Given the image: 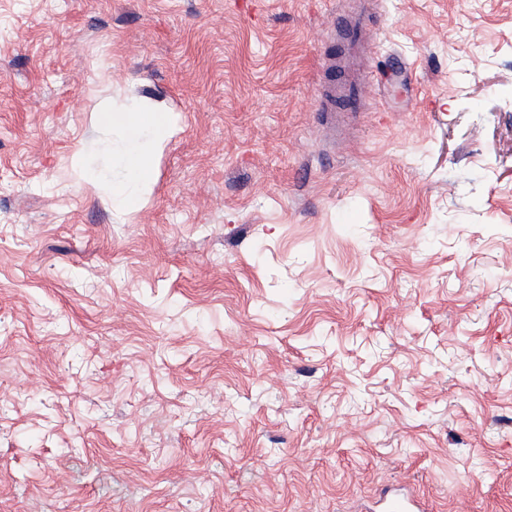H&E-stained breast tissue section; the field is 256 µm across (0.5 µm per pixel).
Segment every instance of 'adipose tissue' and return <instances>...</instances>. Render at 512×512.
I'll use <instances>...</instances> for the list:
<instances>
[{
	"instance_id": "obj_1",
	"label": "adipose tissue",
	"mask_w": 512,
	"mask_h": 512,
	"mask_svg": "<svg viewBox=\"0 0 512 512\" xmlns=\"http://www.w3.org/2000/svg\"><path fill=\"white\" fill-rule=\"evenodd\" d=\"M96 121L106 127L121 128L126 133L121 161L123 174L119 180L108 184L107 195L112 207L121 211L135 210L153 181L149 153L162 149L172 134L169 115L132 101L118 110L103 106L96 114Z\"/></svg>"
}]
</instances>
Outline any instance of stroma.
I'll return each mask as SVG.
<instances>
[{
    "label": "stroma",
    "instance_id": "stroma-1",
    "mask_svg": "<svg viewBox=\"0 0 512 512\" xmlns=\"http://www.w3.org/2000/svg\"><path fill=\"white\" fill-rule=\"evenodd\" d=\"M133 99L173 132L122 214L95 114ZM405 482L512 512V0H0V512ZM374 84L369 77H361L350 81H345L336 89L329 90L330 100L332 97H338L345 100L351 112H358L363 102L370 97Z\"/></svg>",
    "mask_w": 512,
    "mask_h": 512
}]
</instances>
